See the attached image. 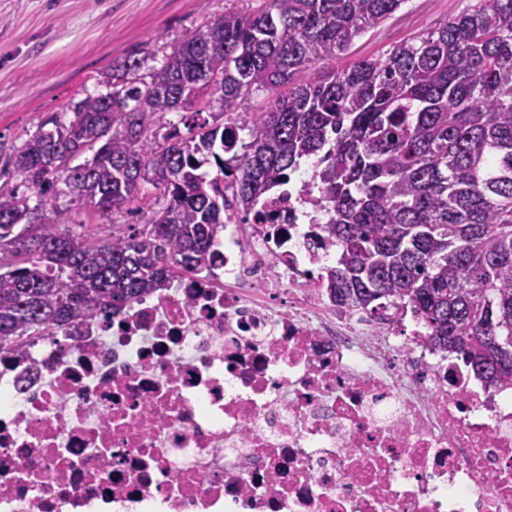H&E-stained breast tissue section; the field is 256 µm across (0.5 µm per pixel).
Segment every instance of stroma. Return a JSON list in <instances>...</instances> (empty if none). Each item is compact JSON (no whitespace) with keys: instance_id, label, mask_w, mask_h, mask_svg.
I'll return each instance as SVG.
<instances>
[{"instance_id":"stroma-1","label":"stroma","mask_w":512,"mask_h":512,"mask_svg":"<svg viewBox=\"0 0 512 512\" xmlns=\"http://www.w3.org/2000/svg\"><path fill=\"white\" fill-rule=\"evenodd\" d=\"M472 0H406L357 37L349 60L383 54L430 31ZM249 0H0V155H9L55 112L105 93L112 62L137 53L160 66L185 32Z\"/></svg>"}]
</instances>
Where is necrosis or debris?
Wrapping results in <instances>:
<instances>
[{"label": "necrosis or debris", "instance_id": "necrosis-or-debris-1", "mask_svg": "<svg viewBox=\"0 0 512 512\" xmlns=\"http://www.w3.org/2000/svg\"><path fill=\"white\" fill-rule=\"evenodd\" d=\"M298 169L221 272L0 353V512H512V382L329 302Z\"/></svg>", "mask_w": 512, "mask_h": 512}]
</instances>
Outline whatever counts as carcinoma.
<instances>
[{
	"mask_svg": "<svg viewBox=\"0 0 512 512\" xmlns=\"http://www.w3.org/2000/svg\"><path fill=\"white\" fill-rule=\"evenodd\" d=\"M405 2L257 0L146 74V54L113 62L109 92L43 121L0 163L14 183L0 189V352L218 267L224 178L250 211L313 157L329 221L308 238L338 247L331 298L383 322L407 303L435 348L487 386L512 381V0L338 64ZM263 89L275 97L247 111ZM216 108L223 121L202 118ZM169 112L190 113L194 135ZM147 185L164 202L142 227L61 230V196L110 219L142 209Z\"/></svg>",
	"mask_w": 512,
	"mask_h": 512,
	"instance_id": "obj_1",
	"label": "carcinoma"
}]
</instances>
